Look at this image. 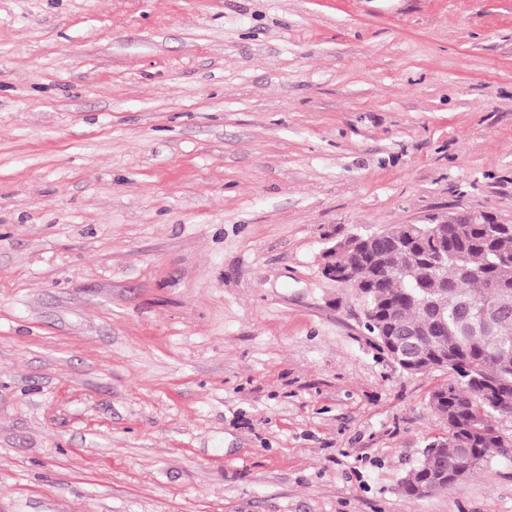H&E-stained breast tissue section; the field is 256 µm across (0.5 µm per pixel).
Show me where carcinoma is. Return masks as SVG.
I'll return each mask as SVG.
<instances>
[{"instance_id":"carcinoma-1","label":"carcinoma","mask_w":512,"mask_h":512,"mask_svg":"<svg viewBox=\"0 0 512 512\" xmlns=\"http://www.w3.org/2000/svg\"><path fill=\"white\" fill-rule=\"evenodd\" d=\"M388 234L369 252H339L336 267L367 286L379 310L367 330L379 343L393 337L406 368L448 363V383L430 394L448 439L402 482L415 496L451 486L447 470L471 474L512 455V439L491 423L512 416V224H450L440 238L399 224Z\"/></svg>"}]
</instances>
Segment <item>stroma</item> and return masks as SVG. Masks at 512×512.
Masks as SVG:
<instances>
[{
    "label": "stroma",
    "instance_id": "35a3bbf8",
    "mask_svg": "<svg viewBox=\"0 0 512 512\" xmlns=\"http://www.w3.org/2000/svg\"><path fill=\"white\" fill-rule=\"evenodd\" d=\"M512 223V0H0V512H512L321 256Z\"/></svg>",
    "mask_w": 512,
    "mask_h": 512
}]
</instances>
